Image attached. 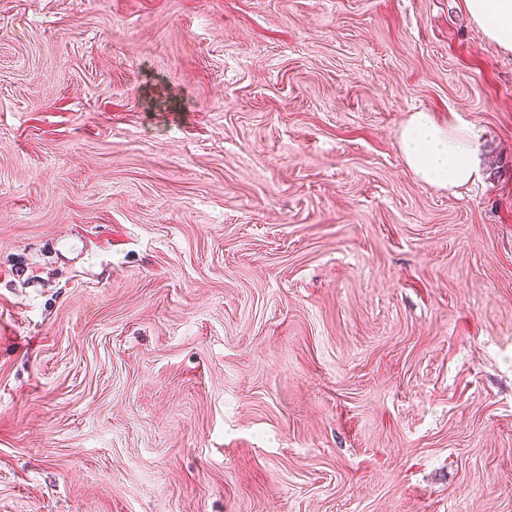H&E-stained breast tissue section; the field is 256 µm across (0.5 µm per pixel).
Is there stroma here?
Listing matches in <instances>:
<instances>
[{
	"label": "stroma",
	"mask_w": 512,
	"mask_h": 512,
	"mask_svg": "<svg viewBox=\"0 0 512 512\" xmlns=\"http://www.w3.org/2000/svg\"><path fill=\"white\" fill-rule=\"evenodd\" d=\"M0 512H512V52L464 0H0ZM404 158L420 179L448 189L477 176L473 140L467 127H443L427 112H416L401 133Z\"/></svg>",
	"instance_id": "35a3bbf8"
}]
</instances>
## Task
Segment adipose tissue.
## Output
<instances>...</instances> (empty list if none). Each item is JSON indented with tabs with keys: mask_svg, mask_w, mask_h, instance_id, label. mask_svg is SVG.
I'll list each match as a JSON object with an SVG mask.
<instances>
[{
	"mask_svg": "<svg viewBox=\"0 0 512 512\" xmlns=\"http://www.w3.org/2000/svg\"><path fill=\"white\" fill-rule=\"evenodd\" d=\"M473 22L486 39L512 51V0H465ZM404 158L430 185L457 188L477 175L471 133L466 127H443L426 112L415 113L401 133Z\"/></svg>",
	"mask_w": 512,
	"mask_h": 512,
	"instance_id": "1",
	"label": "adipose tissue"
}]
</instances>
